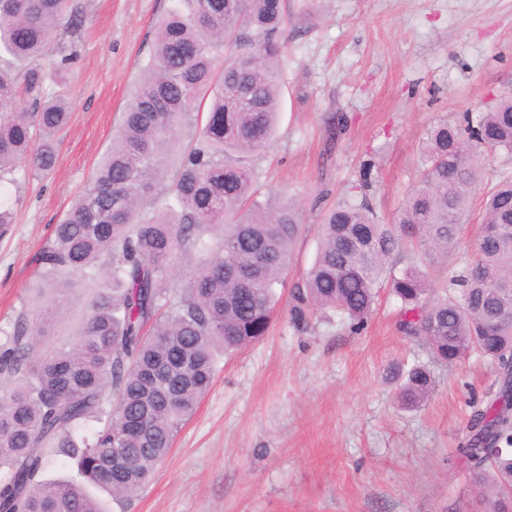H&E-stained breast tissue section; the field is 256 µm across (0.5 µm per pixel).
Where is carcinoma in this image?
Returning <instances> with one entry per match:
<instances>
[{
	"label": "carcinoma",
	"mask_w": 512,
	"mask_h": 512,
	"mask_svg": "<svg viewBox=\"0 0 512 512\" xmlns=\"http://www.w3.org/2000/svg\"><path fill=\"white\" fill-rule=\"evenodd\" d=\"M287 24L283 0H171L157 22L111 145L36 257L51 297L74 279L92 290L85 317L51 350L39 313L0 330V374L11 379L0 390V512H107L94 489L124 505L219 359L267 334L305 229L302 203L261 192L248 161L276 134ZM77 27L69 0H0V180L54 168L77 54L52 34ZM486 151L512 156V96L427 130L393 223L363 195L329 208L292 316L306 325L332 312L358 330L385 282L400 330L434 358L491 361L497 389L461 454L488 512H512V448L497 446L512 443V176L482 196L471 261L454 259ZM404 244L414 260L398 270L390 258ZM396 378L407 409L434 388L423 364ZM58 458L77 477L46 479Z\"/></svg>",
	"instance_id": "obj_1"
}]
</instances>
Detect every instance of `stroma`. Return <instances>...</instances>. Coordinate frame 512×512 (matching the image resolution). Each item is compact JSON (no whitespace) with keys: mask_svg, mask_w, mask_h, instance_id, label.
Returning <instances> with one entry per match:
<instances>
[{"mask_svg":"<svg viewBox=\"0 0 512 512\" xmlns=\"http://www.w3.org/2000/svg\"><path fill=\"white\" fill-rule=\"evenodd\" d=\"M70 3L81 11L73 112L52 173L15 191V221L0 237L1 329L20 309L46 306L34 257L111 144L170 0ZM286 3L294 22L283 34V108L254 163L262 190L302 200L306 230L269 333L220 360L125 512H485L458 450L472 412L496 388V367L474 355L433 359L399 329L388 290L358 332L333 316L294 326L290 293L315 256L322 210L349 195L363 160L378 165L369 202L392 223L426 130L512 95V0ZM339 113L348 126L333 142L326 123ZM89 300L84 287L68 291L67 318L54 321L46 346L75 333ZM414 362L430 369L435 388L408 410L389 369Z\"/></svg>","mask_w":512,"mask_h":512,"instance_id":"1","label":"stroma"}]
</instances>
